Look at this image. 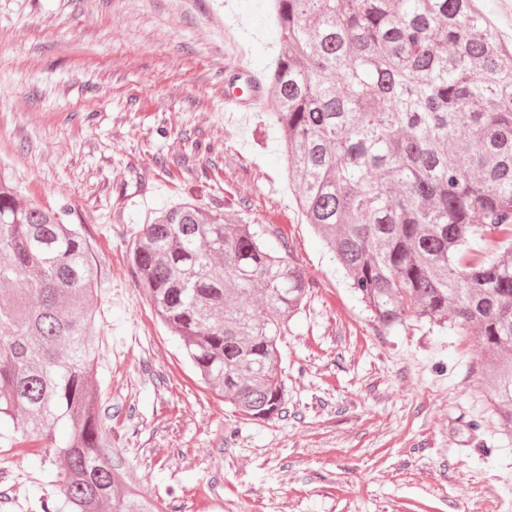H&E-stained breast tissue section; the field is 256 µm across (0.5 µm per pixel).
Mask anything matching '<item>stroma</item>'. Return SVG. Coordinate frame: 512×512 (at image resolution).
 <instances>
[{
  "mask_svg": "<svg viewBox=\"0 0 512 512\" xmlns=\"http://www.w3.org/2000/svg\"><path fill=\"white\" fill-rule=\"evenodd\" d=\"M276 33L257 0H0V172L62 212L99 272L95 383L107 454L163 512H512V431L476 336L409 318L381 332L294 205L259 110L230 111ZM240 210L314 288L278 366L286 410L239 420L137 286L154 211ZM57 464L0 428V512H42Z\"/></svg>",
  "mask_w": 512,
  "mask_h": 512,
  "instance_id": "35a3bbf8",
  "label": "stroma"
}]
</instances>
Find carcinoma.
Instances as JSON below:
<instances>
[{
    "mask_svg": "<svg viewBox=\"0 0 512 512\" xmlns=\"http://www.w3.org/2000/svg\"><path fill=\"white\" fill-rule=\"evenodd\" d=\"M266 113L297 208L378 329L478 332L512 428V48L476 0H266ZM137 282L239 418L285 412L288 321L313 288L236 211L166 206L134 236ZM86 240L0 176V423L66 468L69 512H158L115 468L93 377ZM69 428L65 439L58 426Z\"/></svg>",
    "mask_w": 512,
    "mask_h": 512,
    "instance_id": "1",
    "label": "carcinoma"
}]
</instances>
